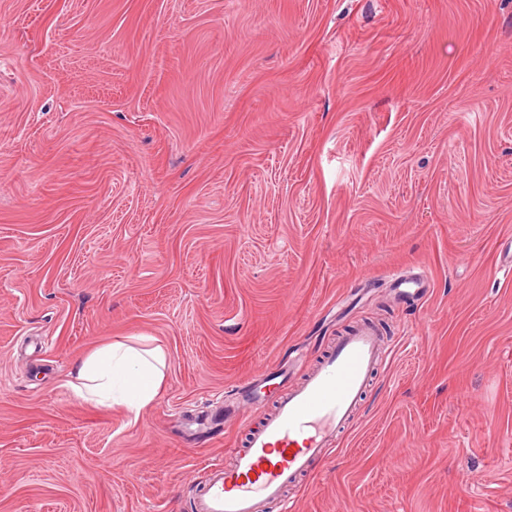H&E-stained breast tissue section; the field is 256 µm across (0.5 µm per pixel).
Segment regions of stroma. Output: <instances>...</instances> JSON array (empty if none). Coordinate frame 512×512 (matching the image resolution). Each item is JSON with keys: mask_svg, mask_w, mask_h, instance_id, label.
<instances>
[{"mask_svg": "<svg viewBox=\"0 0 512 512\" xmlns=\"http://www.w3.org/2000/svg\"><path fill=\"white\" fill-rule=\"evenodd\" d=\"M511 260L512 0H0V512H194L233 387L365 321L297 512H512ZM138 336L151 406L73 395ZM392 280L395 284V296L403 302L413 298H422L428 292V281L419 275H405L393 273Z\"/></svg>", "mask_w": 512, "mask_h": 512, "instance_id": "1", "label": "stroma"}]
</instances>
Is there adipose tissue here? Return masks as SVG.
Returning <instances> with one entry per match:
<instances>
[{
    "label": "adipose tissue",
    "mask_w": 512,
    "mask_h": 512,
    "mask_svg": "<svg viewBox=\"0 0 512 512\" xmlns=\"http://www.w3.org/2000/svg\"><path fill=\"white\" fill-rule=\"evenodd\" d=\"M165 367L161 346L110 341L76 362L69 387L77 398L93 405L122 406L137 413L155 402Z\"/></svg>",
    "instance_id": "obj_1"
}]
</instances>
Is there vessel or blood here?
Returning <instances> with one entry per match:
<instances>
[{"mask_svg":"<svg viewBox=\"0 0 512 512\" xmlns=\"http://www.w3.org/2000/svg\"><path fill=\"white\" fill-rule=\"evenodd\" d=\"M400 301L424 297L426 279L393 274ZM390 346L381 332L360 325L338 336L320 365L288 390L263 398L252 390L239 394L242 404L274 409L249 431L244 448L230 466H213L199 489L196 512H265L272 503L290 512L289 488L298 485L315 461L333 447L341 431L356 418L362 397Z\"/></svg>","mask_w":512,"mask_h":512,"instance_id":"vessel-or-blood-1","label":"vessel or blood"}]
</instances>
